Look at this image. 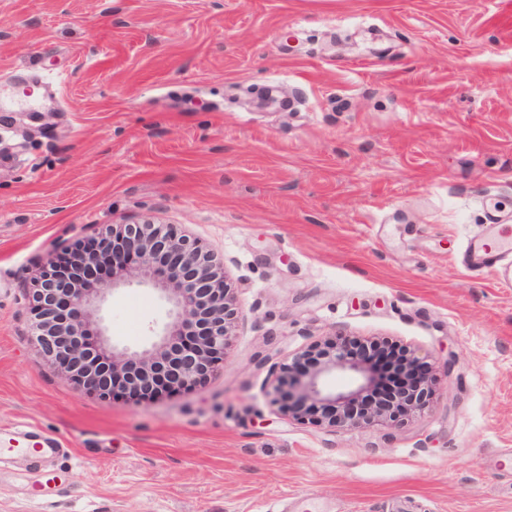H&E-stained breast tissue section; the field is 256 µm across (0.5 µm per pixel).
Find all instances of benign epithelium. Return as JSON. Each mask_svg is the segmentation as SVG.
<instances>
[{"mask_svg": "<svg viewBox=\"0 0 512 512\" xmlns=\"http://www.w3.org/2000/svg\"><path fill=\"white\" fill-rule=\"evenodd\" d=\"M137 281L160 287L166 305L153 341L140 350L111 342L101 304ZM234 297L224 264L170 224L103 228L42 266L30 290L32 336L43 354L63 365L79 388L101 396L118 391L154 399L190 390L224 363L234 329ZM368 340L325 336L273 373V403L300 423L355 430L417 419L435 395L433 377L412 354L401 363V386L385 401L361 405L382 381L385 356ZM354 378L347 390L328 389L334 373Z\"/></svg>", "mask_w": 512, "mask_h": 512, "instance_id": "1", "label": "benign epithelium"}]
</instances>
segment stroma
Returning <instances> with one entry per match:
<instances>
[{
	"instance_id": "stroma-1",
	"label": "stroma",
	"mask_w": 512,
	"mask_h": 512,
	"mask_svg": "<svg viewBox=\"0 0 512 512\" xmlns=\"http://www.w3.org/2000/svg\"><path fill=\"white\" fill-rule=\"evenodd\" d=\"M57 74L0 159V512H512V285L461 263L512 225V0H0V82ZM173 224L224 261V365L139 401L30 339L47 255ZM102 315L136 348L161 304ZM336 334L413 350L425 415L328 431L271 372ZM317 491L315 503L305 493ZM6 444L9 445L7 448H0V453L2 450L12 453V454H24V455H45L49 456L56 453L57 448H48L47 443L44 439L40 438L35 441H29L25 443H21L18 441H13L12 439H8Z\"/></svg>"
}]
</instances>
